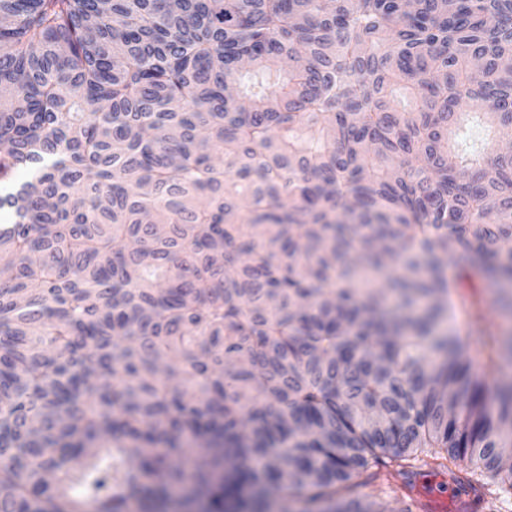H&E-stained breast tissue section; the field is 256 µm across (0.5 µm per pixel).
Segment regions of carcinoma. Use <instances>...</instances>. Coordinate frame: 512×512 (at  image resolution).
I'll return each mask as SVG.
<instances>
[{
    "label": "carcinoma",
    "mask_w": 512,
    "mask_h": 512,
    "mask_svg": "<svg viewBox=\"0 0 512 512\" xmlns=\"http://www.w3.org/2000/svg\"><path fill=\"white\" fill-rule=\"evenodd\" d=\"M0 512L512 493V0H0ZM224 149L217 161L212 151ZM248 202L250 222L236 216ZM464 112H470L464 116V119L467 125L472 126L467 140L468 146L474 145V147L478 148L483 144L484 140V142H489V145L493 143L496 149L506 148L510 128L497 131L495 128L490 127V124L482 114L473 113L477 111L466 109ZM462 289L475 296L495 331L504 340H508L512 336V314L505 304L510 301V291L504 292L491 279L476 280L474 288ZM473 374L483 382L489 395L495 397L512 382V355L508 352L507 348H504L498 371L485 375L479 366L475 365Z\"/></svg>",
    "instance_id": "1"
}]
</instances>
